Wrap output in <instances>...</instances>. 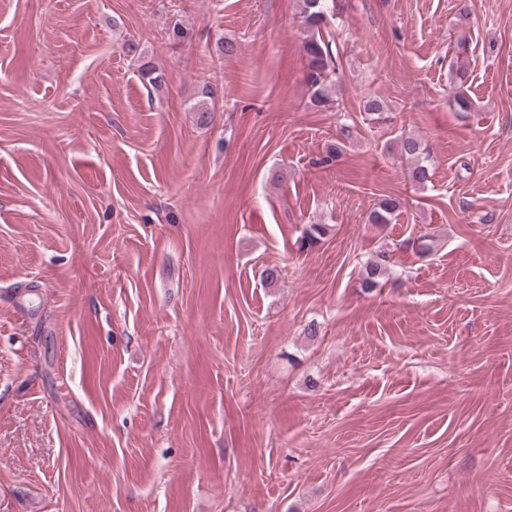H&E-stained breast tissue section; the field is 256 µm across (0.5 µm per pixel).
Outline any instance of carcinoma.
Here are the masks:
<instances>
[{"label": "carcinoma", "instance_id": "1", "mask_svg": "<svg viewBox=\"0 0 512 512\" xmlns=\"http://www.w3.org/2000/svg\"><path fill=\"white\" fill-rule=\"evenodd\" d=\"M342 0H301L300 18L302 26L310 32L303 42V56L306 73L312 91L311 102L317 108H340L336 98V66L329 44L317 36L328 19L336 18L341 11ZM363 112L374 124L388 123L387 106L376 96L363 101ZM397 154L410 161L409 178L418 187L432 182L433 164L428 144L413 134H402L395 141ZM401 208L399 199L385 196L377 202L368 215L367 221L374 225L390 224ZM393 254L381 252L366 262L361 272L362 287L378 288L388 275Z\"/></svg>", "mask_w": 512, "mask_h": 512}]
</instances>
